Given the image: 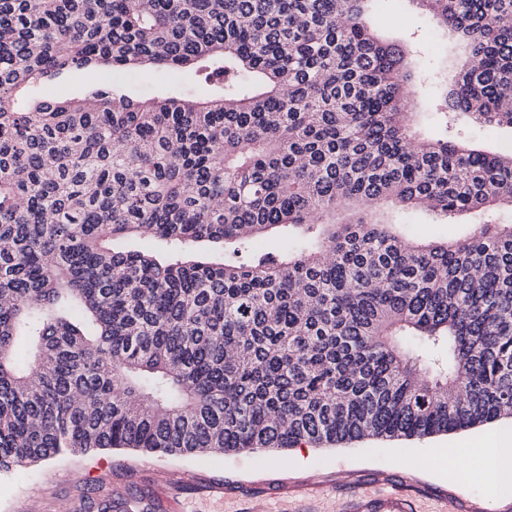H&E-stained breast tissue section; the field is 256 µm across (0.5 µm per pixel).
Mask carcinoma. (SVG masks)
<instances>
[{
  "label": "carcinoma",
  "mask_w": 512,
  "mask_h": 512,
  "mask_svg": "<svg viewBox=\"0 0 512 512\" xmlns=\"http://www.w3.org/2000/svg\"><path fill=\"white\" fill-rule=\"evenodd\" d=\"M370 2L0 0V473L512 419V152L458 136L512 129V0H414L465 49L424 112ZM145 65L207 94L91 77ZM86 76L80 71L71 72L67 80L61 84H52L44 88L43 93L48 96L61 98H74L81 96V88ZM406 222L417 224L415 233L432 240L462 235L468 229V226L464 225L448 227V224H431L428 214L421 211L407 213Z\"/></svg>",
  "instance_id": "obj_1"
}]
</instances>
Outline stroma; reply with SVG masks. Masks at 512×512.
Here are the masks:
<instances>
[{
	"mask_svg": "<svg viewBox=\"0 0 512 512\" xmlns=\"http://www.w3.org/2000/svg\"><path fill=\"white\" fill-rule=\"evenodd\" d=\"M378 30L388 38L404 39L407 33L420 32L423 49L415 57L419 68H426L433 56V22L422 15L415 0H381L374 14ZM99 81H120L137 97H153L166 90L188 85L185 74L158 73L154 70L104 71ZM479 430L459 435H439L412 440L366 438L338 447L306 446L304 462L284 465V453L239 454L207 458H156L161 468L181 471L188 478L198 474L223 478L241 485H253L268 477L288 480L314 476L334 480L339 500H349L355 487L371 479L405 477L409 482L433 492H464L471 499L488 503L487 486L491 478L489 458H474L465 469L444 464L443 449L455 439L477 442ZM143 459L128 451H98L75 458H51L20 473H0V512H17L25 495L38 498L31 512H103L102 499L114 481L126 478ZM76 473L80 483L71 484L67 475Z\"/></svg>",
	"mask_w": 512,
	"mask_h": 512,
	"instance_id": "1",
	"label": "stroma"
}]
</instances>
